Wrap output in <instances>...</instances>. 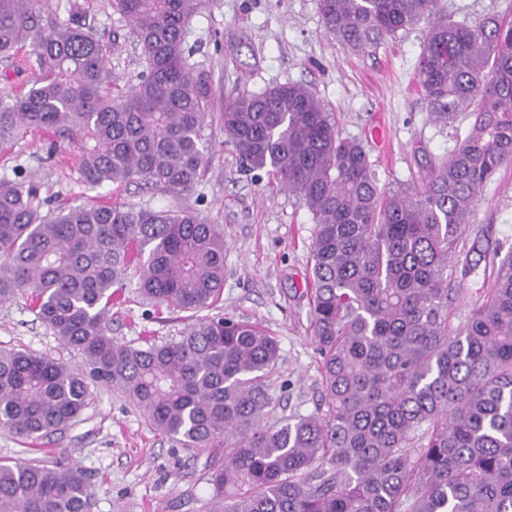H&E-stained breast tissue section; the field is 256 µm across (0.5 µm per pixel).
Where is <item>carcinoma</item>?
I'll return each instance as SVG.
<instances>
[{"label": "carcinoma", "mask_w": 512, "mask_h": 512, "mask_svg": "<svg viewBox=\"0 0 512 512\" xmlns=\"http://www.w3.org/2000/svg\"><path fill=\"white\" fill-rule=\"evenodd\" d=\"M205 0H113L144 70L116 97L103 46L78 12L44 24L39 0H0V56L29 44L44 74L0 95V146L52 132L80 152L91 187L139 183L189 195L205 161L212 88L188 64ZM325 29L369 52L429 20L418 82L438 121H474L421 187L385 191L364 147L336 132L305 85L240 92L219 119L226 144L302 203L316 224L309 306L317 411L268 424L279 342L204 317L178 339L109 336L114 290L198 313L224 288V231L190 208L92 204L41 213L0 176V303L31 306L82 356L0 348V427L33 441L83 412L93 384L122 393L184 448L210 451L204 512H512V249L488 259L492 288L455 330L457 280L480 264L462 242L478 195L512 164V23H468L439 0H318ZM73 463L0 461V512H91Z\"/></svg>", "instance_id": "obj_1"}]
</instances>
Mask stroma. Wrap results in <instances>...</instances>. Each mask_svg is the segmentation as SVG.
<instances>
[{
    "instance_id": "stroma-1",
    "label": "stroma",
    "mask_w": 512,
    "mask_h": 512,
    "mask_svg": "<svg viewBox=\"0 0 512 512\" xmlns=\"http://www.w3.org/2000/svg\"><path fill=\"white\" fill-rule=\"evenodd\" d=\"M79 9L104 44L117 88L141 71L140 48L112 0H48L44 16L66 19ZM426 23L384 40L369 53L343 48L328 34L317 0H209L193 16L187 35L196 51L190 65L212 85L213 114L206 120V164L192 193L177 199L136 185H86L77 153L66 139L42 132L0 147V174H19L38 188L39 200L68 208L93 202L155 209L191 208L224 230V291L219 314L261 325L279 342L272 378L278 403L273 419L315 412L320 399L319 356L306 297L310 211L268 176L246 174L225 143L217 118L232 95L301 83L324 102L341 137L365 148L380 187L420 182L448 158L469 129L467 114L450 123L432 120L417 83ZM43 68L32 46L0 59V93L27 91ZM467 244L492 252L512 247V164L483 188L469 216ZM124 304L113 306L111 335L139 344L182 336L189 313L141 300L127 280ZM48 354L71 366L81 356L65 347L24 297L0 303V348ZM0 459L78 464L96 490L92 512H203L211 489L208 451L184 448L154 430L121 393L95 386L75 423L30 444L0 428Z\"/></svg>"
}]
</instances>
